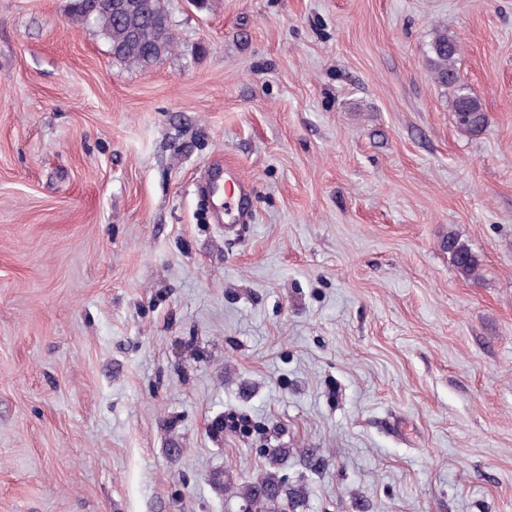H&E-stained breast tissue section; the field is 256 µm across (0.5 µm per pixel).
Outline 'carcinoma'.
Here are the masks:
<instances>
[{
	"label": "carcinoma",
	"mask_w": 512,
	"mask_h": 512,
	"mask_svg": "<svg viewBox=\"0 0 512 512\" xmlns=\"http://www.w3.org/2000/svg\"><path fill=\"white\" fill-rule=\"evenodd\" d=\"M120 8L93 11L90 0H71V16L82 24L93 25L107 41L112 56L135 68L149 69L167 58L176 47L170 23H161L167 13L166 0H113ZM430 50L431 70L435 80L454 92L453 107L457 126L464 132L478 134L487 124L482 103L472 95L456 69L461 52L458 38L444 26L433 30ZM454 269L466 278L479 275L480 261L467 243L454 233L444 240ZM212 483L224 491L225 500L242 508L256 504L260 512H297L306 506L307 492L293 485L281 473L279 462L271 469L241 483L224 481L217 474Z\"/></svg>",
	"instance_id": "obj_1"
}]
</instances>
